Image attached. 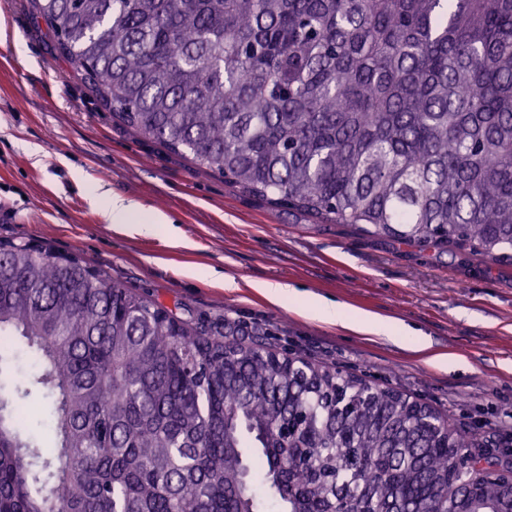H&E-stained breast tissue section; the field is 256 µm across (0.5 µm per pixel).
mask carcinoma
<instances>
[{
	"instance_id": "1",
	"label": "carcinoma",
	"mask_w": 512,
	"mask_h": 512,
	"mask_svg": "<svg viewBox=\"0 0 512 512\" xmlns=\"http://www.w3.org/2000/svg\"><path fill=\"white\" fill-rule=\"evenodd\" d=\"M103 107L271 205L512 261V0H33ZM0 240V512H512L474 431ZM54 395V447L23 402ZM10 349L11 350L6 354V356L10 358V362L2 365V381L16 370H21L23 372L29 371L34 365V359L22 344L15 342L11 345Z\"/></svg>"
}]
</instances>
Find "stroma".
I'll list each match as a JSON object with an SVG mask.
<instances>
[{
	"mask_svg": "<svg viewBox=\"0 0 512 512\" xmlns=\"http://www.w3.org/2000/svg\"><path fill=\"white\" fill-rule=\"evenodd\" d=\"M0 22V239L77 252L147 299L262 327L277 353L394 388L512 452V265L322 224L232 188L105 111L36 27L29 0H0ZM94 192L170 223L149 235L106 223ZM263 282L408 326L430 347L299 314ZM434 356L457 366L438 368Z\"/></svg>",
	"mask_w": 512,
	"mask_h": 512,
	"instance_id": "stroma-1",
	"label": "stroma"
}]
</instances>
